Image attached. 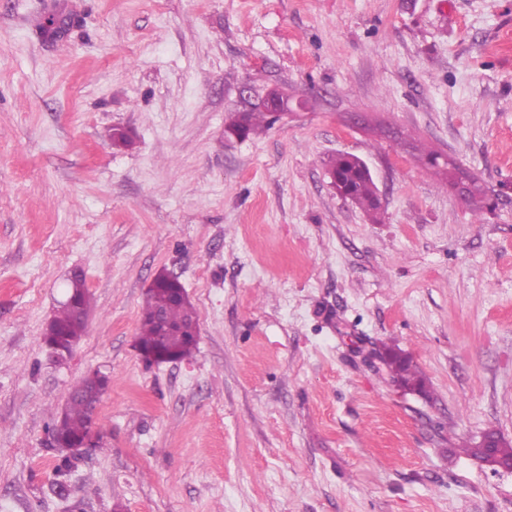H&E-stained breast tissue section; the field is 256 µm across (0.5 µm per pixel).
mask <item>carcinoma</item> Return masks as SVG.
<instances>
[{"label": "carcinoma", "mask_w": 512, "mask_h": 512, "mask_svg": "<svg viewBox=\"0 0 512 512\" xmlns=\"http://www.w3.org/2000/svg\"><path fill=\"white\" fill-rule=\"evenodd\" d=\"M267 116L268 111L262 109L235 115L225 123L224 136L245 138L265 127L269 123ZM332 170L358 173L360 185L350 200L367 212H377L375 199L379 189L360 157L350 154L332 157L327 162V171ZM69 290L74 292L76 305L66 301L60 304L46 326L45 338H55L73 347L85 332L86 319L80 318V315H88L90 295L84 279L79 275L70 279ZM183 292L179 280L165 274L158 275L147 290L137 336V346L147 352V361H152L149 352L153 350L170 352L184 359L195 348L196 311ZM388 365L394 381L400 387L407 391H423V380L408 357L391 351L388 353ZM99 382L96 376L85 377L73 387L66 407L52 422L51 434L80 439L90 431L92 400L87 397V393Z\"/></svg>", "instance_id": "carcinoma-1"}]
</instances>
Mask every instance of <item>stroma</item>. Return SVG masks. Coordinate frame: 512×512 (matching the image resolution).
I'll use <instances>...</instances> for the list:
<instances>
[{
    "label": "stroma",
    "instance_id": "obj_1",
    "mask_svg": "<svg viewBox=\"0 0 512 512\" xmlns=\"http://www.w3.org/2000/svg\"><path fill=\"white\" fill-rule=\"evenodd\" d=\"M273 89L287 113L225 139ZM346 153L379 219L331 186ZM162 271L199 336L150 364ZM95 370L60 490L47 426ZM490 429L512 443V0H0V512H512L462 449ZM326 166L328 173L332 170L348 174L357 172L359 174L357 180L360 181V185L356 195L350 196V200L367 212L377 213L379 207L376 205L375 199L378 196L379 189L360 157L339 154L330 158ZM70 292H74L76 306L84 318H80L77 310L64 301L49 320L45 330L46 339H59L72 348L79 342L86 328V318L90 308V295L80 275H74L69 283ZM388 365L394 381L407 391H423V380L407 356L394 351L388 353Z\"/></svg>",
    "mask_w": 512,
    "mask_h": 512
}]
</instances>
